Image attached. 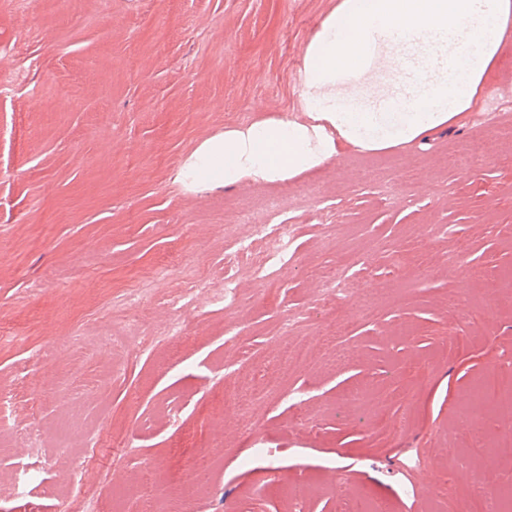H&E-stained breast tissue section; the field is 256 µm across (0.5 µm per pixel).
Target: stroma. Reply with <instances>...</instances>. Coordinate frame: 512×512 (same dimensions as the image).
<instances>
[{
    "instance_id": "1",
    "label": "stroma",
    "mask_w": 512,
    "mask_h": 512,
    "mask_svg": "<svg viewBox=\"0 0 512 512\" xmlns=\"http://www.w3.org/2000/svg\"><path fill=\"white\" fill-rule=\"evenodd\" d=\"M337 2L0 0V512L170 493L179 512H470L475 476L512 477V402L475 392L512 369V37L463 115L412 144L275 184L177 179L208 137L301 116L305 46ZM259 224L297 227L260 277ZM188 268L232 273L238 304L172 312ZM331 270L372 318L319 310ZM285 322L310 366L225 402L226 365L272 360ZM328 329L351 360L327 363ZM256 448L276 469L243 466Z\"/></svg>"
}]
</instances>
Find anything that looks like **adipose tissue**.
Wrapping results in <instances>:
<instances>
[{"instance_id": "1", "label": "adipose tissue", "mask_w": 512, "mask_h": 512, "mask_svg": "<svg viewBox=\"0 0 512 512\" xmlns=\"http://www.w3.org/2000/svg\"><path fill=\"white\" fill-rule=\"evenodd\" d=\"M511 28L512 0H339L305 48L304 118L226 129L183 161L180 180L191 191L277 183L349 149L410 144L467 108ZM382 53L401 73L362 101L355 88Z\"/></svg>"}]
</instances>
